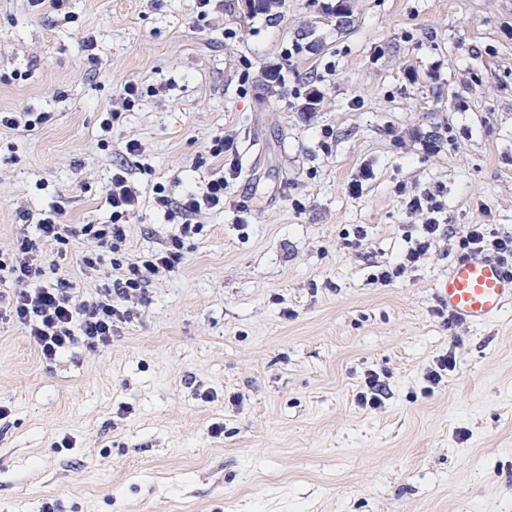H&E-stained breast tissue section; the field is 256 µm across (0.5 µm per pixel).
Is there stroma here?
Segmentation results:
<instances>
[{"mask_svg":"<svg viewBox=\"0 0 512 512\" xmlns=\"http://www.w3.org/2000/svg\"><path fill=\"white\" fill-rule=\"evenodd\" d=\"M335 2L253 14L211 0L201 21L196 0H66L38 16L0 0V113L51 115L0 129V251L23 210L105 223L130 139L144 203L126 257L174 233L151 186L202 185L215 137H232L239 174L110 346L48 363L0 322V512H512V306L448 326L445 243L373 279L417 235L406 201L423 189L441 190L456 232L512 229V0H351L345 31ZM364 165L373 178L351 195ZM449 352L455 370L425 392ZM370 370L390 385L379 410L355 402ZM50 113L47 112H1L0 113V126L18 130L23 128L27 131H32L36 127H40L50 121Z\"/></svg>","mask_w":512,"mask_h":512,"instance_id":"obj_1","label":"stroma"}]
</instances>
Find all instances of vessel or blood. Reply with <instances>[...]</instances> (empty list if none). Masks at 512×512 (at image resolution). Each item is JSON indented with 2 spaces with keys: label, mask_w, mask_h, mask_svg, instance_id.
Returning <instances> with one entry per match:
<instances>
[{
  "label": "vessel or blood",
  "mask_w": 512,
  "mask_h": 512,
  "mask_svg": "<svg viewBox=\"0 0 512 512\" xmlns=\"http://www.w3.org/2000/svg\"><path fill=\"white\" fill-rule=\"evenodd\" d=\"M437 301L455 317L484 324L512 303V276L494 261L476 255L457 257L434 288Z\"/></svg>",
  "instance_id": "b4317fda"
}]
</instances>
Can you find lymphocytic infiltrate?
I'll return each mask as SVG.
<instances>
[{
    "label": "lymphocytic infiltrate",
    "mask_w": 512,
    "mask_h": 512,
    "mask_svg": "<svg viewBox=\"0 0 512 512\" xmlns=\"http://www.w3.org/2000/svg\"><path fill=\"white\" fill-rule=\"evenodd\" d=\"M236 178L235 170H219L211 174L199 189L187 191L176 198L170 195L163 183H156L153 201L165 210L168 217L179 218L177 235L159 250L136 255L124 264L113 262V282L103 284L89 299L80 298L64 279L54 282L43 280L37 246L41 243L65 245L71 237L82 236L92 248L81 254L80 263L83 268L92 270L97 269L101 261L100 248L119 251L127 238L126 225L141 204L140 191L128 169L119 166L112 171L106 188V202L110 209L107 223L71 228L63 224L64 209L57 204L37 215L23 211V223L35 224L39 237L33 240L28 235H19L12 253H0V282L9 280L15 283L16 289L8 300L10 316L23 329L41 358L53 362L79 345L90 350L111 345L113 336L119 333L120 324L130 318L131 303L140 298L151 279L160 272L174 271L185 263V239L203 230L202 225L196 223V216L205 211L223 209ZM408 208L410 213L422 218L420 234L404 251L399 262L377 274L376 280L380 284H389L414 268L450 235L449 228L438 219L443 204L433 192L413 195ZM457 250L494 257L512 272L511 230L495 229L488 224L468 225L457 241Z\"/></svg>",
    "instance_id": "1"
}]
</instances>
